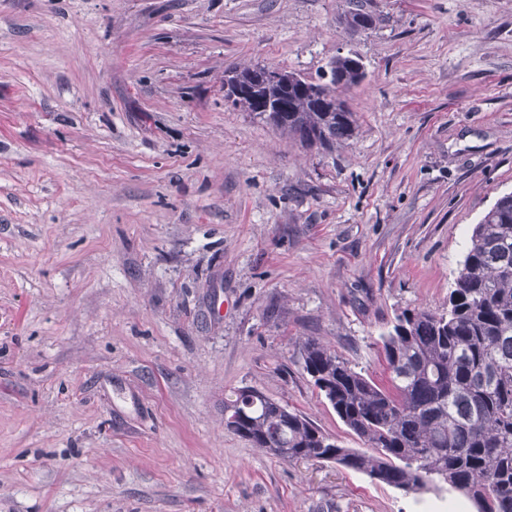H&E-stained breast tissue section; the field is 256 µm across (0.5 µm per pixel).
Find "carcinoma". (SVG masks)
<instances>
[{"instance_id": "carcinoma-1", "label": "carcinoma", "mask_w": 512, "mask_h": 512, "mask_svg": "<svg viewBox=\"0 0 512 512\" xmlns=\"http://www.w3.org/2000/svg\"><path fill=\"white\" fill-rule=\"evenodd\" d=\"M340 23L375 28L370 0H348ZM260 67L230 72L232 105L306 147L352 139L345 91L365 77L361 60L338 55L331 82L286 70L275 83ZM390 384L378 385L335 351L307 339L304 364L319 395L365 448H346L306 417L264 394H224V428L281 460L335 463L406 493L437 474L475 512H512V193L475 225L448 307L402 310L380 336Z\"/></svg>"}]
</instances>
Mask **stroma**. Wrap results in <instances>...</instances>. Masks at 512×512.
Returning <instances> with one entry per match:
<instances>
[{
  "mask_svg": "<svg viewBox=\"0 0 512 512\" xmlns=\"http://www.w3.org/2000/svg\"><path fill=\"white\" fill-rule=\"evenodd\" d=\"M0 0V512H423L224 428L249 387L360 447L313 338L379 384L512 192V0ZM354 52L358 133L307 148L224 99ZM348 10L340 15V23L351 32H364L375 28L376 13L370 8L369 0H349Z\"/></svg>",
  "mask_w": 512,
  "mask_h": 512,
  "instance_id": "1",
  "label": "stroma"
}]
</instances>
